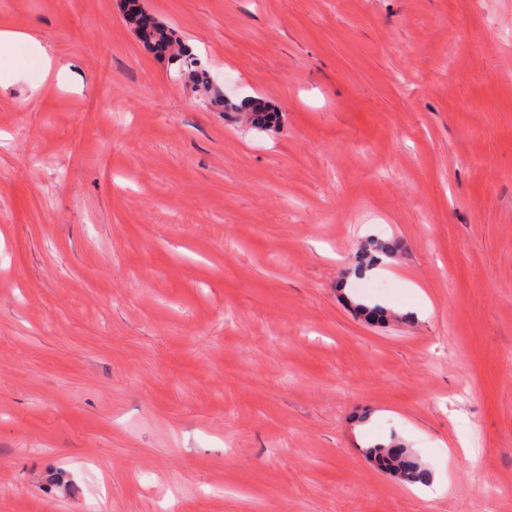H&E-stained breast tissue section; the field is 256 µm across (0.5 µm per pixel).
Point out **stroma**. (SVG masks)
<instances>
[{
    "label": "stroma",
    "instance_id": "stroma-1",
    "mask_svg": "<svg viewBox=\"0 0 512 512\" xmlns=\"http://www.w3.org/2000/svg\"><path fill=\"white\" fill-rule=\"evenodd\" d=\"M144 4L281 128L0 0V512H512V0ZM14 66L18 62L48 73L51 58L30 35L12 31H0V66ZM367 456L380 468L405 483L428 482L430 474L401 443L376 444L366 449Z\"/></svg>",
    "mask_w": 512,
    "mask_h": 512
}]
</instances>
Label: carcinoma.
Wrapping results in <instances>:
<instances>
[{"label":"carcinoma","mask_w":512,"mask_h":512,"mask_svg":"<svg viewBox=\"0 0 512 512\" xmlns=\"http://www.w3.org/2000/svg\"><path fill=\"white\" fill-rule=\"evenodd\" d=\"M125 20L146 45L162 53L177 49L169 58L179 64V74L186 76L210 101L232 112L249 113L251 123L256 127H278L279 113L261 98L249 99L241 106L227 102L224 92L211 83L208 72L190 58L188 46L175 36L170 27L156 19L141 0H127ZM366 454L380 468L405 483H423L430 478L428 470L422 467L408 449L395 441L388 445L376 444L366 449Z\"/></svg>","instance_id":"obj_1"}]
</instances>
